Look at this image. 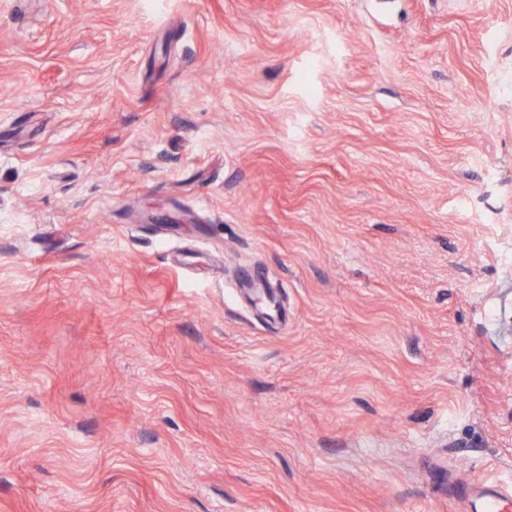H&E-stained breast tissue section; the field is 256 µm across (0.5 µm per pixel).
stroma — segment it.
I'll return each instance as SVG.
<instances>
[{"label": "stroma", "instance_id": "1", "mask_svg": "<svg viewBox=\"0 0 512 512\" xmlns=\"http://www.w3.org/2000/svg\"><path fill=\"white\" fill-rule=\"evenodd\" d=\"M510 286L512 0H0V512H462Z\"/></svg>", "mask_w": 512, "mask_h": 512}]
</instances>
